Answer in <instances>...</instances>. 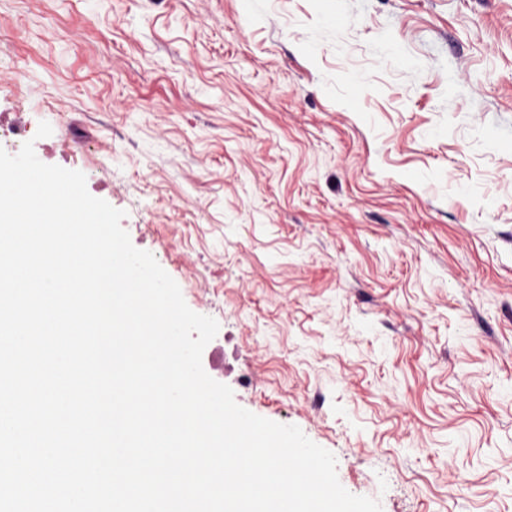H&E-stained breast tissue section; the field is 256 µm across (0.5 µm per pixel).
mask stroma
Segmentation results:
<instances>
[{
	"label": "stroma",
	"instance_id": "stroma-1",
	"mask_svg": "<svg viewBox=\"0 0 512 512\" xmlns=\"http://www.w3.org/2000/svg\"><path fill=\"white\" fill-rule=\"evenodd\" d=\"M213 317L382 512H512V0H0V135Z\"/></svg>",
	"mask_w": 512,
	"mask_h": 512
}]
</instances>
